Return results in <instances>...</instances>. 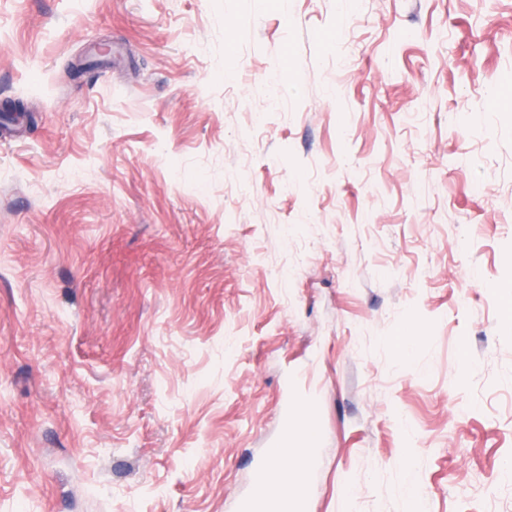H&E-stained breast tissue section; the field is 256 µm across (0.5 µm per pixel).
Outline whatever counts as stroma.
I'll list each match as a JSON object with an SVG mask.
<instances>
[{
    "label": "stroma",
    "mask_w": 512,
    "mask_h": 512,
    "mask_svg": "<svg viewBox=\"0 0 512 512\" xmlns=\"http://www.w3.org/2000/svg\"><path fill=\"white\" fill-rule=\"evenodd\" d=\"M7 100L0 512H512V0H0ZM269 487V474L268 471H266L264 473H261L257 477L254 497L252 501L246 505L245 510L259 511L274 508L275 510H279L280 512L290 511L292 509L290 500L280 495H275L274 507H272L271 501L268 500L267 498V491Z\"/></svg>",
    "instance_id": "obj_1"
}]
</instances>
